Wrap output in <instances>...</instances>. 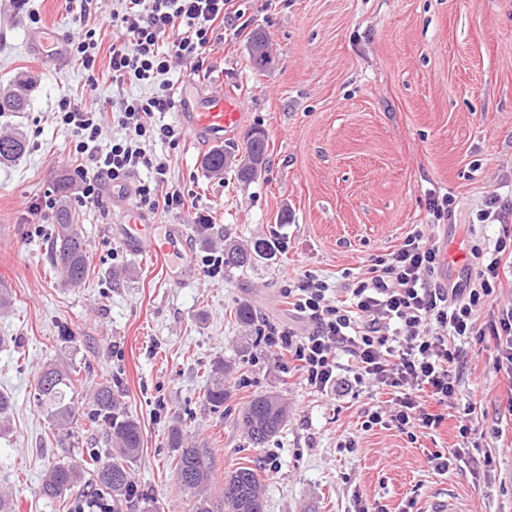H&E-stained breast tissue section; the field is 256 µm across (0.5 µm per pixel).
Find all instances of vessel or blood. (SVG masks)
I'll list each match as a JSON object with an SVG mask.
<instances>
[{
  "label": "vessel or blood",
  "mask_w": 512,
  "mask_h": 512,
  "mask_svg": "<svg viewBox=\"0 0 512 512\" xmlns=\"http://www.w3.org/2000/svg\"><path fill=\"white\" fill-rule=\"evenodd\" d=\"M180 103L181 124L202 137H223L225 132L239 129L243 122L237 97L221 90L192 98L184 96ZM112 232L127 251L160 263L167 262L171 255L185 253L187 248L188 234L184 225H168L164 238L159 239L134 209L127 210L124 222L113 225ZM423 512H465V508L459 496L451 492L428 499Z\"/></svg>",
  "instance_id": "b4317fda"
}]
</instances>
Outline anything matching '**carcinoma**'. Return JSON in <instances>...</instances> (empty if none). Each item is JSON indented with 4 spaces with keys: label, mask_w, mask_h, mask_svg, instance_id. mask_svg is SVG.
<instances>
[{
    "label": "carcinoma",
    "mask_w": 512,
    "mask_h": 512,
    "mask_svg": "<svg viewBox=\"0 0 512 512\" xmlns=\"http://www.w3.org/2000/svg\"><path fill=\"white\" fill-rule=\"evenodd\" d=\"M26 104L25 88L0 96L1 112H20ZM26 152V140L18 135L0 137V163H11ZM203 168L211 176H224V148L217 146L202 160ZM269 251L268 244L256 243L252 247L234 242L224 248V263L243 267ZM53 263L70 285H79L86 274L84 240L71 211L59 207L54 225ZM230 375L224 360L214 362L206 399L215 409L224 407L230 398L226 381ZM73 380L67 370L55 364L43 369L36 382L38 403L46 411L52 425L66 427L79 415V403L73 397ZM88 417L102 423L108 440L119 448V455L111 451L92 452L91 484L101 502L103 512H152L150 501L137 490L132 477L131 463L142 448V431L138 420L125 411L120 391L106 380L93 392L92 409ZM288 418V403L279 394L256 395L239 413L243 430L252 445L260 447L275 437ZM169 447L176 452L177 479L191 496L190 512H212L211 502L205 494L212 480V471L206 455L198 448L189 447L182 430L175 427L169 435ZM82 472L71 463H58L45 472L42 495L51 500L65 498L81 481ZM225 512H265L263 490L257 470L240 466L224 475Z\"/></svg>",
    "instance_id": "carcinoma-1"
}]
</instances>
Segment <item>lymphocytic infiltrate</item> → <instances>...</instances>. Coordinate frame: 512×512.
I'll return each instance as SVG.
<instances>
[{
  "label": "lymphocytic infiltrate",
  "instance_id": "f902f5d3",
  "mask_svg": "<svg viewBox=\"0 0 512 512\" xmlns=\"http://www.w3.org/2000/svg\"><path fill=\"white\" fill-rule=\"evenodd\" d=\"M117 6L96 30L76 26L69 38L89 85H96L97 62L107 29L120 30L108 54L113 84L138 86V95L103 100L85 109L64 99L57 105L60 123L72 132L71 149L81 162L72 177L79 188L80 205H94L103 187H125L139 167L150 168L152 182L135 186L140 206L169 211L184 207V194L169 185V164L149 158L142 145L160 140L175 147V127L155 121V114L172 111L175 99L166 80L174 61L200 68L213 41L217 22L223 21L228 0H116ZM124 128L123 138L99 143L105 118ZM168 184L157 195V184ZM478 265L472 285H445L440 281V249L424 225L410 230L396 250L374 256L347 290L346 299L327 298L326 284L306 277L286 288L296 325H267V346L287 358L300 377L317 391L355 393L365 387L390 391V407L374 405L365 412L363 426L394 428L409 439L434 431L456 411L461 438L478 435L472 403H459L460 377L452 366L460 362V349L449 338L497 343L496 370L512 380V304L497 316L480 322L479 313L491 298L512 260V235L504 234L491 249L473 247ZM428 393L437 405L428 411L418 400Z\"/></svg>",
  "mask_w": 512,
  "mask_h": 512
}]
</instances>
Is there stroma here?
Wrapping results in <instances>:
<instances>
[{"label": "stroma", "mask_w": 512, "mask_h": 512, "mask_svg": "<svg viewBox=\"0 0 512 512\" xmlns=\"http://www.w3.org/2000/svg\"><path fill=\"white\" fill-rule=\"evenodd\" d=\"M112 3L30 0L21 11L0 0V94L30 91L24 111L0 116V133L28 142L19 161L0 164V285L11 300L0 312V392L13 401L0 422V488L12 491L18 512H69L66 500L42 495L45 470L109 445L85 418L54 430L35 398L50 362L73 373L74 397L86 409L99 383L118 382L142 428L131 469L153 512L191 508L168 446L177 425L210 458L213 512H224V475L239 466L258 470L265 512H352L358 499L399 512L408 499L422 504L448 489L469 512H512V383L493 368V339L466 343L459 369L461 397L474 400L485 435L475 438L467 466L439 475L429 459L460 444L455 417L415 441L393 428L364 430L368 394L315 391L260 337L264 321H288L286 283L308 273L329 289L349 287L412 225H430L438 242L460 236L487 247L512 233V0H230L223 36L195 79L239 98L244 125L220 144L239 151L247 131L262 128L266 168L246 185L230 171L208 177L202 159L211 142L180 127L177 147L154 141L145 150L168 159L185 207L147 217L158 236L167 225H188L195 262L234 241L276 240L280 249L215 279L177 283L178 264L158 266L110 235L135 197L108 186L96 205L68 201L88 259L73 287L50 258L54 211L34 215L30 207L56 194L59 175L71 169L58 102L91 109L118 90L107 68L88 85L75 60L57 65L28 51L26 38L39 27L67 40L74 18L98 27ZM257 29L275 56L261 72L248 53ZM434 194L454 201L438 227L428 210ZM492 198L506 205L504 220L478 223ZM198 212L209 225L194 223ZM243 301L260 312L248 327L235 317ZM220 357L232 375L230 398L216 409L205 393ZM265 392L287 400L288 420L255 448L236 417ZM347 441L354 449H344Z\"/></svg>", "instance_id": "1"}]
</instances>
